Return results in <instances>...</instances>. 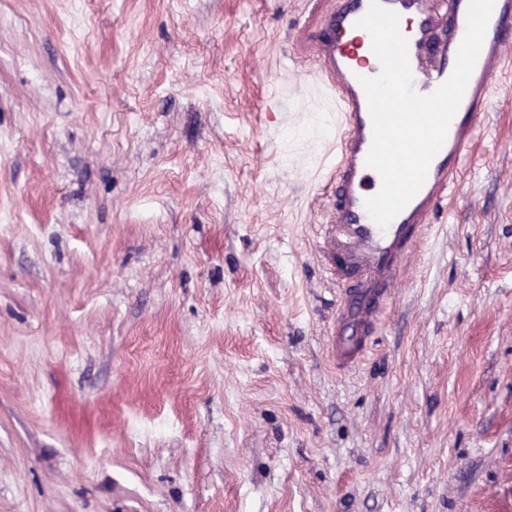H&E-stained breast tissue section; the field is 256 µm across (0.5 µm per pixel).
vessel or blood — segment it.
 Instances as JSON below:
<instances>
[{
	"instance_id": "vessel-or-blood-1",
	"label": "vessel or blood",
	"mask_w": 512,
	"mask_h": 512,
	"mask_svg": "<svg viewBox=\"0 0 512 512\" xmlns=\"http://www.w3.org/2000/svg\"><path fill=\"white\" fill-rule=\"evenodd\" d=\"M338 2L334 11L324 14L321 0H304L306 19L294 39L301 49L312 52L313 74L338 107L336 151L325 175L335 193L331 224L339 248L327 252L324 259L340 296L331 351L337 365L348 366L366 351L376 317L391 299L398 273L433 217L446 206L463 156L486 123L493 83L506 57L512 56V0H494L479 56L445 141L418 193L384 228L365 206L382 184L380 175L366 165L373 123L361 80L376 76L381 69L370 33L357 25L370 0ZM437 2L380 0L399 16L412 85L423 95L450 77L466 31L469 0H448L443 10Z\"/></svg>"
}]
</instances>
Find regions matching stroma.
<instances>
[{
	"label": "stroma",
	"mask_w": 512,
	"mask_h": 512,
	"mask_svg": "<svg viewBox=\"0 0 512 512\" xmlns=\"http://www.w3.org/2000/svg\"><path fill=\"white\" fill-rule=\"evenodd\" d=\"M303 20L0 0V512H512V64L342 371Z\"/></svg>",
	"instance_id": "stroma-1"
}]
</instances>
